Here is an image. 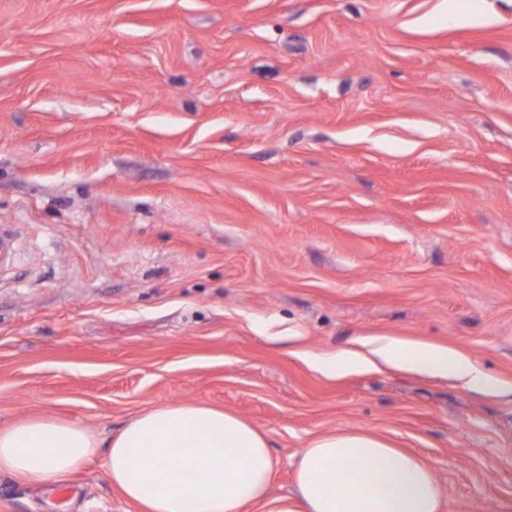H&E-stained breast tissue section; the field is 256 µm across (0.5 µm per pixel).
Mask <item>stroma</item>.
Listing matches in <instances>:
<instances>
[{
	"mask_svg": "<svg viewBox=\"0 0 512 512\" xmlns=\"http://www.w3.org/2000/svg\"><path fill=\"white\" fill-rule=\"evenodd\" d=\"M0 0V428L202 401L512 512V396L311 357L387 336L512 383V0ZM0 512H140L102 457Z\"/></svg>",
	"mask_w": 512,
	"mask_h": 512,
	"instance_id": "35a3bbf8",
	"label": "stroma"
}]
</instances>
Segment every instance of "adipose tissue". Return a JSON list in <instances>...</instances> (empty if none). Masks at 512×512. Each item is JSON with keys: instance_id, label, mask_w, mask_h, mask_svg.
<instances>
[{"instance_id": "adipose-tissue-1", "label": "adipose tissue", "mask_w": 512, "mask_h": 512, "mask_svg": "<svg viewBox=\"0 0 512 512\" xmlns=\"http://www.w3.org/2000/svg\"><path fill=\"white\" fill-rule=\"evenodd\" d=\"M387 366L449 376L481 395L512 394L453 349L388 337L321 360L339 373ZM115 486L141 512H444L445 491L422 457L366 430L334 431L307 442L297 457L293 496L270 494L268 432L202 402L139 413L107 444L75 423L32 417L0 428V473L55 484L97 454Z\"/></svg>"}]
</instances>
